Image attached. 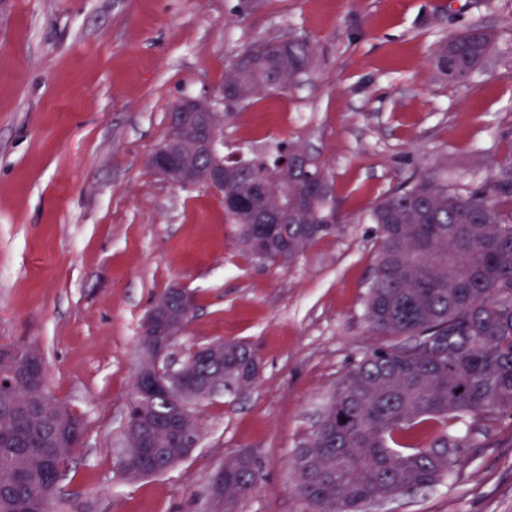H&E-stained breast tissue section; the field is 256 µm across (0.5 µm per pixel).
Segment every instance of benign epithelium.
Returning <instances> with one entry per match:
<instances>
[{"mask_svg": "<svg viewBox=\"0 0 512 512\" xmlns=\"http://www.w3.org/2000/svg\"><path fill=\"white\" fill-rule=\"evenodd\" d=\"M181 111L205 116L207 120L199 127L180 125V136H170L149 156V164L174 186L191 188L204 183L211 190L224 193V160L218 150L223 141L224 122L219 120L218 113L208 100L188 99L182 103ZM199 149H208L213 156L212 167L203 174L197 171L191 161L192 153ZM181 299L180 308L162 316L151 311L145 318L144 328L154 331V339L142 348L143 362L139 371L142 384L136 398L147 404L159 395L173 397L186 411L191 402L200 399L193 372L209 366L220 356L223 347L216 342L210 343L197 348L189 363L184 362L177 368H159V363L168 357L184 330L191 297L183 292Z\"/></svg>", "mask_w": 512, "mask_h": 512, "instance_id": "obj_1", "label": "benign epithelium"}]
</instances>
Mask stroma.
Here are the masks:
<instances>
[{"instance_id":"stroma-1","label":"stroma","mask_w":512,"mask_h":512,"mask_svg":"<svg viewBox=\"0 0 512 512\" xmlns=\"http://www.w3.org/2000/svg\"><path fill=\"white\" fill-rule=\"evenodd\" d=\"M512 0H0V344L44 356L50 395L86 427L53 512H204L211 477L249 452L259 477L235 512H298L290 461L337 381L381 344L364 316L378 227L371 207L411 176L483 184L512 159ZM496 34L465 84L434 75L433 43ZM302 36L314 64L286 93L224 120V153L292 141L325 171L337 230L293 264L238 247L219 194L148 164L187 98L219 101L237 54ZM196 309L175 343L249 344L259 379L191 403L198 445L174 468L126 480L117 455L167 289ZM456 471L368 512H512V417L455 424Z\"/></svg>"}]
</instances>
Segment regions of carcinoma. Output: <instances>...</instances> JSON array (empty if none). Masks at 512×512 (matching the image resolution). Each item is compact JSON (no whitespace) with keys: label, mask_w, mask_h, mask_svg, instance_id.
Segmentation results:
<instances>
[{"label":"carcinoma","mask_w":512,"mask_h":512,"mask_svg":"<svg viewBox=\"0 0 512 512\" xmlns=\"http://www.w3.org/2000/svg\"><path fill=\"white\" fill-rule=\"evenodd\" d=\"M494 37L470 26L443 36L433 56L437 73L464 83L482 71ZM224 74L232 99L227 110L272 91L286 92L313 63L305 38L282 47L260 39L237 55ZM302 152L281 144L270 158L226 160L230 192H257L244 207L224 208L236 225L241 250L262 265L294 263L327 235L331 189L316 159L304 154L294 168L289 156ZM300 206L297 218L276 225L274 242L261 251L251 241L263 233L257 216L276 206L283 191ZM512 161L489 181L460 191L432 174H422L378 200L370 218L378 225L375 264L365 296L369 327L387 344L364 351L338 380L317 426L292 461L300 512H366L375 502L452 475L468 438L446 432L428 444L415 442L434 422L479 416L494 421L512 417ZM0 361V374L24 364L26 348ZM224 384L239 394L259 374L252 350L224 341ZM46 389L25 377L0 388V512H50L66 462L80 446L83 421L67 407L50 403ZM146 460L122 466L135 480L164 472L189 455L177 433L180 407L167 397L152 404ZM256 483L255 463L247 453L224 461V512Z\"/></svg>","instance_id":"cac0c4a2"}]
</instances>
